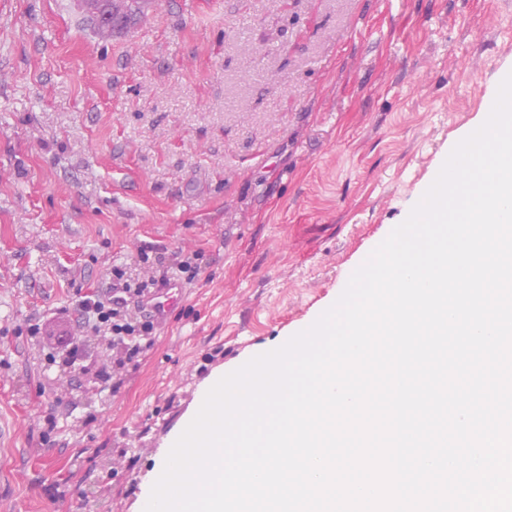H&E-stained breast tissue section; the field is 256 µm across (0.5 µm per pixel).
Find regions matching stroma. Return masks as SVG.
Returning a JSON list of instances; mask_svg holds the SVG:
<instances>
[{
  "label": "stroma",
  "mask_w": 512,
  "mask_h": 512,
  "mask_svg": "<svg viewBox=\"0 0 512 512\" xmlns=\"http://www.w3.org/2000/svg\"><path fill=\"white\" fill-rule=\"evenodd\" d=\"M510 73L512 0H151L104 38L0 0V512H144L201 386L335 303ZM190 255L135 362L48 364L113 267Z\"/></svg>",
  "instance_id": "obj_1"
}]
</instances>
